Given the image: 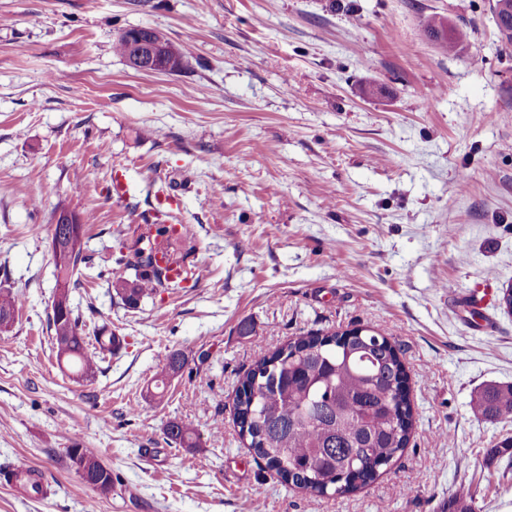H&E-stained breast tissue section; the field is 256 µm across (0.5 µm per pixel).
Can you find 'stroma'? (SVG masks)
<instances>
[{"mask_svg": "<svg viewBox=\"0 0 512 512\" xmlns=\"http://www.w3.org/2000/svg\"><path fill=\"white\" fill-rule=\"evenodd\" d=\"M464 26L454 53L422 19ZM135 27L192 48L178 74L112 50ZM94 217L70 303L122 348L86 376L50 328L55 215ZM186 224L196 273L130 309L99 256L148 224ZM512 45L492 0H0V512H512V423L474 394L512 384ZM253 330L241 335L238 325ZM370 326L401 350L416 411L404 455L369 487L281 484L239 440V378L309 330ZM185 353L163 397L165 358ZM192 429L196 447L166 434ZM111 468L101 496L67 454ZM31 472L32 470L28 466L21 464L12 468L9 475L2 473V477L0 479H3V481L16 493L28 497L32 488V483L28 479Z\"/></svg>", "mask_w": 512, "mask_h": 512, "instance_id": "stroma-1", "label": "stroma"}]
</instances>
